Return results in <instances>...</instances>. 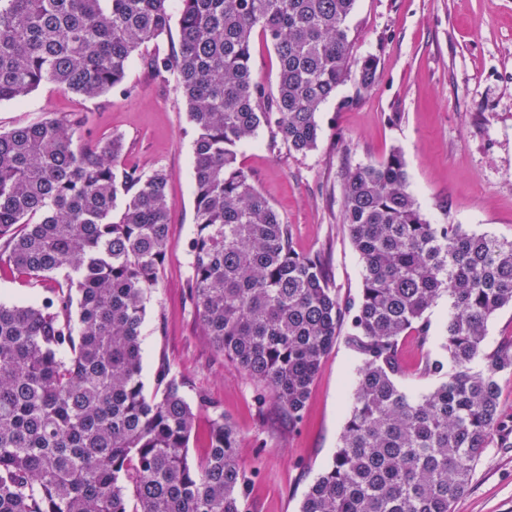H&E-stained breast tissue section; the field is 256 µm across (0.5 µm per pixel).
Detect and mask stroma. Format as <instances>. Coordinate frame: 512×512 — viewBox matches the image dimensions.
Here are the masks:
<instances>
[{
	"label": "stroma",
	"mask_w": 512,
	"mask_h": 512,
	"mask_svg": "<svg viewBox=\"0 0 512 512\" xmlns=\"http://www.w3.org/2000/svg\"><path fill=\"white\" fill-rule=\"evenodd\" d=\"M352 55L377 61L361 90L341 84L317 115V147L293 153L272 130L239 148L255 188L288 224L294 249L323 258L340 299H357L361 261L342 222L341 175L400 150L409 189L433 224L512 240V0H357L349 18ZM127 91L83 99L41 84L0 103V130L55 113L85 112L96 140L122 136L118 168H165L168 252L141 326L142 380L154 394L162 370L188 400L206 395L239 433L250 479V512H299L340 443L358 359L345 338L324 357L302 417L289 422L270 394L225 359L191 304L188 241L194 224L193 130L178 75L130 67ZM59 281L0 269V301L50 296ZM454 512H512V448H490Z\"/></svg>",
	"instance_id": "obj_1"
}]
</instances>
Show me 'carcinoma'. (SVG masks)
Listing matches in <instances>:
<instances>
[{
  "label": "carcinoma",
  "mask_w": 512,
  "mask_h": 512,
  "mask_svg": "<svg viewBox=\"0 0 512 512\" xmlns=\"http://www.w3.org/2000/svg\"><path fill=\"white\" fill-rule=\"evenodd\" d=\"M356 0H0V103L43 83L86 99L124 86L142 49L179 18L174 69L194 130L190 297L212 345L300 419L342 325L358 359L340 445L299 512H452L486 449L512 447L499 379L512 341L484 348L489 319L512 306V241L430 224L399 151L342 173V216L358 252L359 300L344 304L318 255L255 189L238 146L262 127L288 151L317 147L320 107L353 72ZM278 59L276 91L252 70L255 35ZM86 118L0 130V266L61 273L42 302L0 303V512H246L239 435L213 416L189 456L198 413L165 371L141 378L147 295L167 254L162 168L115 170L121 136L83 140ZM448 301L440 334L427 311ZM427 347L406 393L401 346Z\"/></svg>",
  "instance_id": "obj_1"
}]
</instances>
